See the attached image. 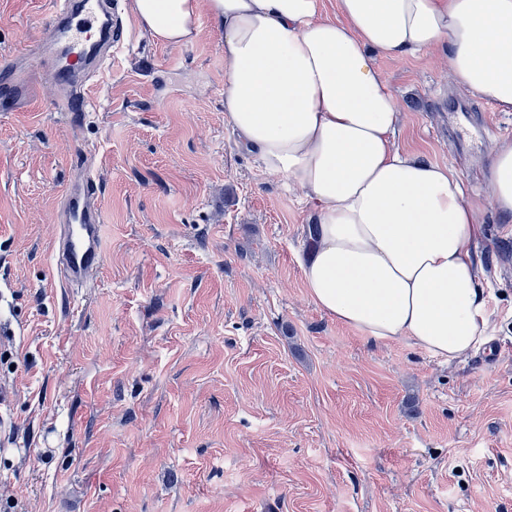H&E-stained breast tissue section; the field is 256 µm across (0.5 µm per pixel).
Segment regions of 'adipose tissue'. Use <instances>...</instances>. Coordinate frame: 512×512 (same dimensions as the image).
Returning a JSON list of instances; mask_svg holds the SVG:
<instances>
[{"label":"adipose tissue","instance_id":"adipose-tissue-1","mask_svg":"<svg viewBox=\"0 0 512 512\" xmlns=\"http://www.w3.org/2000/svg\"><path fill=\"white\" fill-rule=\"evenodd\" d=\"M224 36V112L265 170L299 187L314 224L312 302L366 341L408 340L448 362L486 344L474 245L485 209L512 221V140L467 200L448 165L396 143L381 56L443 50L454 85L512 112V0H134L155 40L192 43L200 4Z\"/></svg>","mask_w":512,"mask_h":512}]
</instances>
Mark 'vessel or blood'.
<instances>
[{"mask_svg":"<svg viewBox=\"0 0 512 512\" xmlns=\"http://www.w3.org/2000/svg\"><path fill=\"white\" fill-rule=\"evenodd\" d=\"M125 0H53L46 40L63 50L48 74L63 90L60 102L69 123L89 112L84 84L100 76L123 38ZM79 178L68 185L54 213V271L67 288L91 284L103 261V212L88 157L80 155Z\"/></svg>","mask_w":512,"mask_h":512,"instance_id":"vessel-or-blood-1","label":"vessel or blood"}]
</instances>
